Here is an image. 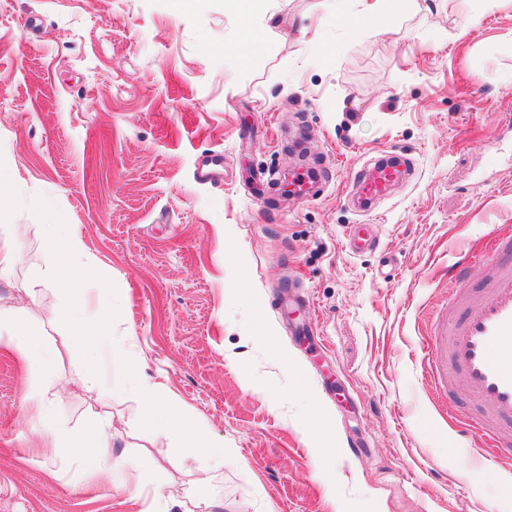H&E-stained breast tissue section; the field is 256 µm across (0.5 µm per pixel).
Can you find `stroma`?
Masks as SVG:
<instances>
[{"mask_svg": "<svg viewBox=\"0 0 512 512\" xmlns=\"http://www.w3.org/2000/svg\"><path fill=\"white\" fill-rule=\"evenodd\" d=\"M0 0V307L43 326L53 358L0 341V512H137L153 461L169 512H512V468L489 465L442 410L467 399L421 375V336L452 265L512 229V0H403L390 28L359 0ZM320 180L308 197L258 176ZM411 171L361 210L354 178ZM223 176L198 177L205 157ZM69 225L112 285L120 354L99 385L44 287L45 226ZM353 224L376 251L345 248ZM163 383L234 456L178 467L135 378ZM53 411L44 420L31 393ZM112 419V480L49 451L46 423Z\"/></svg>", "mask_w": 512, "mask_h": 512, "instance_id": "1", "label": "stroma"}]
</instances>
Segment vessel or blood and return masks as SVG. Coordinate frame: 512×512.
<instances>
[{
	"label": "vessel or blood",
	"instance_id": "vessel-or-blood-1",
	"mask_svg": "<svg viewBox=\"0 0 512 512\" xmlns=\"http://www.w3.org/2000/svg\"><path fill=\"white\" fill-rule=\"evenodd\" d=\"M399 176L395 163H381L358 180V192L367 202L380 199ZM347 245L355 253L372 252L378 247L364 224L352 225ZM506 252L512 253V236L495 235L486 240L482 251L467 256L463 264L449 271L450 300L463 301L468 269L473 263L489 266L488 292L464 320H457L451 310L432 316L421 346L426 385L441 387L445 372L453 368L474 391L484 417L463 414L457 421L482 454L497 465L512 463V458L503 453L502 436L495 425L500 417L512 418V264L499 261Z\"/></svg>",
	"mask_w": 512,
	"mask_h": 512
}]
</instances>
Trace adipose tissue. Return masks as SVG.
Wrapping results in <instances>:
<instances>
[{
	"mask_svg": "<svg viewBox=\"0 0 512 512\" xmlns=\"http://www.w3.org/2000/svg\"><path fill=\"white\" fill-rule=\"evenodd\" d=\"M48 257L47 281L50 285L65 284L70 299L57 312L59 323L70 328L74 341L88 353L86 373L91 381H98L99 365L93 355L96 346L110 342L122 347L124 337L115 335L114 324L118 317L112 310V287L102 284L99 288L100 317H88L83 299L84 284L96 277L97 263L84 239L79 233L69 231L61 235L48 236L45 241ZM0 335L8 336L19 354L26 360H42L47 356L41 332L29 323L18 321L13 310L0 308ZM138 398L148 407L165 404L167 413L164 430L179 444L175 458L183 465L190 460H198L208 451H215L217 458L234 456L231 448L213 449L207 428L191 419L177 398L162 384L155 382L137 383ZM46 434L51 447L62 449L67 456L79 461L88 468L105 470L109 464L98 452L97 447L106 443L112 436V423L105 420L84 433H72L48 428Z\"/></svg>",
	"mask_w": 512,
	"mask_h": 512,
	"instance_id": "obj_1",
	"label": "adipose tissue"
}]
</instances>
